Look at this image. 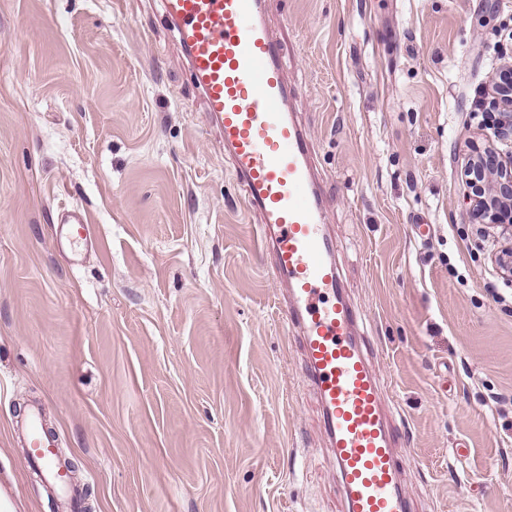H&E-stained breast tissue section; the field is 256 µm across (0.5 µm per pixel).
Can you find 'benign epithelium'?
Listing matches in <instances>:
<instances>
[{
    "instance_id": "obj_1",
    "label": "benign epithelium",
    "mask_w": 512,
    "mask_h": 512,
    "mask_svg": "<svg viewBox=\"0 0 512 512\" xmlns=\"http://www.w3.org/2000/svg\"><path fill=\"white\" fill-rule=\"evenodd\" d=\"M480 129L492 134L468 142L463 178L473 224L500 229L501 247L492 255L500 277L512 283V64L487 93ZM507 146V150L497 144Z\"/></svg>"
}]
</instances>
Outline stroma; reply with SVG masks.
I'll return each instance as SVG.
<instances>
[{"instance_id":"obj_1","label":"stroma","mask_w":512,"mask_h":512,"mask_svg":"<svg viewBox=\"0 0 512 512\" xmlns=\"http://www.w3.org/2000/svg\"><path fill=\"white\" fill-rule=\"evenodd\" d=\"M269 24L412 512H512V285L461 178L512 0H270ZM242 196L158 0H0L14 512H59L27 463L33 405L89 512H345Z\"/></svg>"}]
</instances>
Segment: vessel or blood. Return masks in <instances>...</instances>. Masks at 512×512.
<instances>
[{"mask_svg":"<svg viewBox=\"0 0 512 512\" xmlns=\"http://www.w3.org/2000/svg\"><path fill=\"white\" fill-rule=\"evenodd\" d=\"M161 9L202 92L204 111L220 130L243 204L259 218L261 248L272 253L285 287L346 512H407L381 383L344 296L308 136L289 110L281 49L265 22L267 0H161ZM24 431L29 465L41 470L62 512H73L74 494L54 463V441L41 429L40 410H32Z\"/></svg>","mask_w":512,"mask_h":512,"instance_id":"vessel-or-blood-1","label":"vessel or blood"}]
</instances>
